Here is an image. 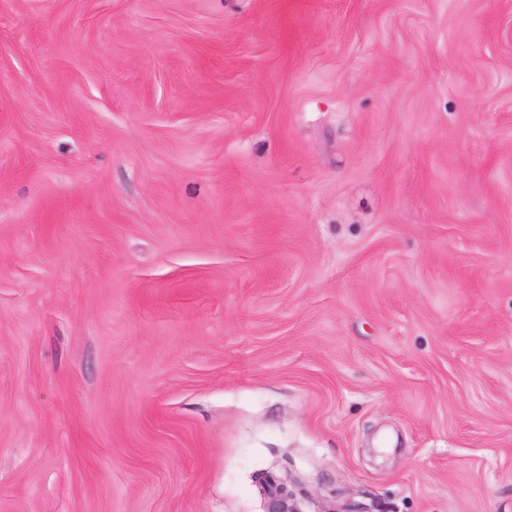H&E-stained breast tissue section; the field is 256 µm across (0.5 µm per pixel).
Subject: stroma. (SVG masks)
Listing matches in <instances>:
<instances>
[{
    "label": "stroma",
    "mask_w": 512,
    "mask_h": 512,
    "mask_svg": "<svg viewBox=\"0 0 512 512\" xmlns=\"http://www.w3.org/2000/svg\"><path fill=\"white\" fill-rule=\"evenodd\" d=\"M512 512V0H0V512ZM262 483V491L266 500V512H299L293 502L294 493L288 489V484L274 479L269 475L258 477Z\"/></svg>",
    "instance_id": "1"
}]
</instances>
